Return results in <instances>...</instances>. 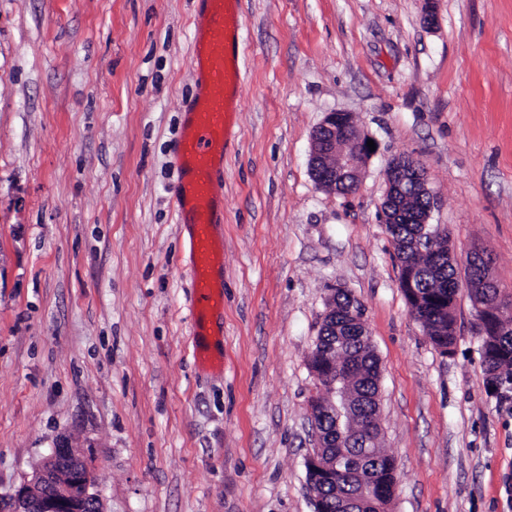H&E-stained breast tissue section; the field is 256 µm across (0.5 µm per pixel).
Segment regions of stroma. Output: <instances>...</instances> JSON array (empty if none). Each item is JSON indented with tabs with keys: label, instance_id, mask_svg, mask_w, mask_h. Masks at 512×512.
<instances>
[{
	"label": "stroma",
	"instance_id": "1",
	"mask_svg": "<svg viewBox=\"0 0 512 512\" xmlns=\"http://www.w3.org/2000/svg\"><path fill=\"white\" fill-rule=\"evenodd\" d=\"M245 77L224 155L223 308L212 364L174 201L199 0H0V495L59 436L105 512H313L308 369L336 287L381 362L390 512H512V387L410 314L380 211L419 160L429 222L512 298V0H242ZM351 113L376 145L320 188L311 137Z\"/></svg>",
	"mask_w": 512,
	"mask_h": 512
}]
</instances>
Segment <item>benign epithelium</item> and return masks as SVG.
<instances>
[{
	"label": "benign epithelium",
	"mask_w": 512,
	"mask_h": 512,
	"mask_svg": "<svg viewBox=\"0 0 512 512\" xmlns=\"http://www.w3.org/2000/svg\"><path fill=\"white\" fill-rule=\"evenodd\" d=\"M370 154L367 138L356 130L350 114L330 112L312 135L309 155L312 177L319 187L329 192H343L344 184L355 188L362 166ZM411 194L428 201L426 207L409 218V223L421 225V233L424 234L434 204L427 187L425 172L419 161L397 157L389 163L386 170L381 223H396L399 214L395 210L401 209L399 198ZM489 287L491 281L488 265L485 264L477 270L469 286L482 336L499 333L503 312L512 310L511 303H504L499 308L484 305V290ZM400 288L417 302V306L410 308L411 316L419 322L423 321L428 310L416 294L410 275L406 274L401 278ZM335 330L338 336H358L363 343L372 344L362 309H350L341 323L335 326ZM321 355L329 360V365L323 373L313 372L316 379L325 382V387L316 397V407L309 408L312 416L321 411L329 413L335 406L333 400L336 399V362L329 359V352L325 350L321 351ZM331 440L332 437L315 430L313 450L306 459L309 471L316 478L332 479L336 475V465H341L356 481L357 500L368 504L373 512H386L389 504L377 498L371 470L355 467L352 457L345 451L333 460L322 458V449L328 447ZM95 484V472L88 460L70 439L62 438L54 446L51 455L35 469L31 479L20 485L9 497H0V512H84L90 504L94 506L95 512H104L103 502L94 491Z\"/></svg>",
	"instance_id": "7a95c632"
}]
</instances>
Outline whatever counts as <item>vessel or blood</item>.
<instances>
[{
	"mask_svg": "<svg viewBox=\"0 0 512 512\" xmlns=\"http://www.w3.org/2000/svg\"><path fill=\"white\" fill-rule=\"evenodd\" d=\"M205 11L197 23L189 61L197 93L185 114L177 161L182 173L175 199L178 223L188 225L187 241L194 299L189 309L196 331L220 305V285L214 277L224 262V245L214 227L224 211L215 178L233 127L237 90L242 82L239 48L244 26L241 0H202Z\"/></svg>",
	"mask_w": 512,
	"mask_h": 512,
	"instance_id": "vessel-or-blood-1",
	"label": "vessel or blood"
}]
</instances>
